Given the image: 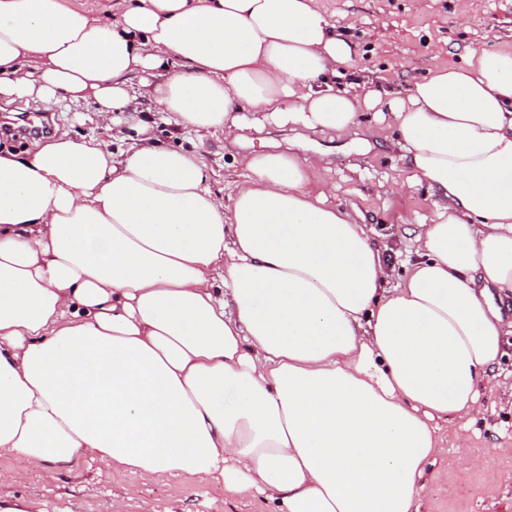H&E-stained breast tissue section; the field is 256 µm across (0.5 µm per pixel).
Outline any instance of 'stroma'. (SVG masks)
I'll return each mask as SVG.
<instances>
[{
	"label": "stroma",
	"mask_w": 512,
	"mask_h": 512,
	"mask_svg": "<svg viewBox=\"0 0 512 512\" xmlns=\"http://www.w3.org/2000/svg\"><path fill=\"white\" fill-rule=\"evenodd\" d=\"M337 32L357 47L356 67L371 78L391 76L411 85L439 67L465 65L472 52L512 51V0H320ZM140 117L163 144L197 153L205 160L213 188L231 190L247 175V159L282 151L304 157L323 154L330 200L347 210L369 235L386 246L399 270L415 260L413 239L434 217L437 191L413 176L409 160L393 147L397 131L366 112L340 133H311L268 125L245 130L235 144L217 132L198 137L168 123L166 113L137 101ZM0 130L12 133L7 148L22 151L35 139L62 133L103 136L95 112L65 102L0 112ZM512 346L480 389L483 419L455 421L445 448L455 465L447 476L427 483L418 512H512V488L500 481L512 469ZM0 467L31 469L20 485L0 487L1 496L35 501L40 512H112V497L126 498L127 512H269L261 498H239L200 479L135 476L82 459L75 468L45 463L30 467L21 457H1Z\"/></svg>",
	"instance_id": "1"
}]
</instances>
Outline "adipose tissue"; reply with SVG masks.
Masks as SVG:
<instances>
[{
  "label": "adipose tissue",
  "mask_w": 512,
  "mask_h": 512,
  "mask_svg": "<svg viewBox=\"0 0 512 512\" xmlns=\"http://www.w3.org/2000/svg\"><path fill=\"white\" fill-rule=\"evenodd\" d=\"M114 9L0 0V102L89 103L108 132L0 151V457L207 480L274 512H412L443 454L432 419L483 415L512 335V52L340 88L357 51L319 0ZM138 96L231 143L386 116L440 194L418 262L389 289L322 157L258 153L213 189Z\"/></svg>",
  "instance_id": "obj_1"
}]
</instances>
